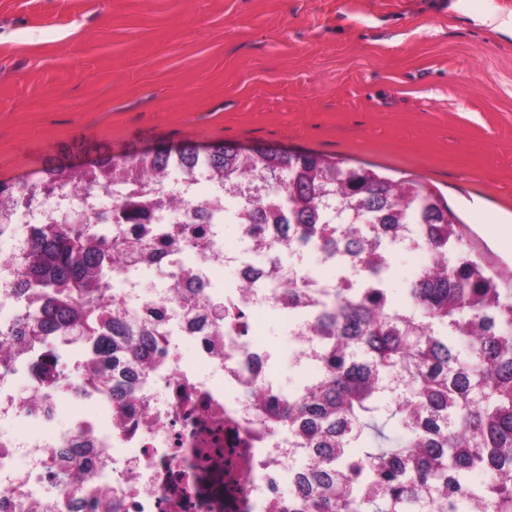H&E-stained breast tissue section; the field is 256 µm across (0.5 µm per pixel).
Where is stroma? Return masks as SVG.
Returning <instances> with one entry per match:
<instances>
[{
  "instance_id": "stroma-1",
  "label": "stroma",
  "mask_w": 512,
  "mask_h": 512,
  "mask_svg": "<svg viewBox=\"0 0 512 512\" xmlns=\"http://www.w3.org/2000/svg\"><path fill=\"white\" fill-rule=\"evenodd\" d=\"M512 0H0V181L268 143L422 182L512 278Z\"/></svg>"
}]
</instances>
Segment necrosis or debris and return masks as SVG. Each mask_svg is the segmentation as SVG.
Masks as SVG:
<instances>
[{"mask_svg":"<svg viewBox=\"0 0 512 512\" xmlns=\"http://www.w3.org/2000/svg\"><path fill=\"white\" fill-rule=\"evenodd\" d=\"M104 190L65 184L51 206L29 204L27 229L50 223L68 224L102 208ZM205 201L215 218L205 246L178 242L165 254L137 263L120 257L112 262V282L129 308L157 307V348L137 375L113 374L127 401L115 408L111 385L103 384L88 359L73 369L59 370L56 358L40 344L0 338V503H26L27 512H49L64 502L67 480L46 487L48 463L58 462L65 448L78 449L93 466V493L111 512H282L301 449L291 447L288 433L254 421L250 402L277 393L269 370V353L261 339L242 335L234 320L197 321L186 305H207L221 294L213 270H230L234 287L224 296L233 312L257 314L271 308L292 312L285 323V342L297 351L299 364L315 368L316 359L305 332L309 316L320 306L326 281L311 268L319 256L310 250L289 251L273 237L257 239L247 225H238L241 250L224 248L223 225L228 198L212 189ZM15 217L0 222V304L41 307L39 292L18 297L16 256L25 246L15 238ZM309 286L311 299L292 309L286 289L267 287L265 271L285 253ZM149 270L152 283L139 274ZM192 347L188 364L184 347ZM95 405L94 416H76L68 427L56 428L62 406ZM51 429L43 438L29 425Z\"/></svg>","mask_w":512,"mask_h":512,"instance_id":"4bbe7bcc","label":"necrosis or debris"}]
</instances>
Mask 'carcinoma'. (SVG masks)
<instances>
[{
  "label": "carcinoma",
  "instance_id": "carcinoma-1",
  "mask_svg": "<svg viewBox=\"0 0 512 512\" xmlns=\"http://www.w3.org/2000/svg\"><path fill=\"white\" fill-rule=\"evenodd\" d=\"M172 168L187 184L203 169L243 197L250 232L274 231L288 245L314 241L370 271L359 288L338 280L324 289L311 324L318 374L292 398L254 403L259 424L285 428L294 447L309 449L289 484L288 512H463L473 502L481 512H512V288L472 257L448 205L418 181L264 144L103 156L69 178L128 187L113 204L112 235L82 221L32 239L18 292L41 289L47 307L21 311L0 337L39 336L50 349L79 343L88 354L120 346L113 362L135 374L149 343L136 315L109 314L111 254L125 245L153 256L173 244L160 236L142 252L124 236L125 225L151 224L166 206L142 180L159 185ZM65 178L48 167L35 180L0 182V211ZM206 217L203 199L191 198L180 233L197 236ZM406 232L436 265L397 303L382 273ZM388 427L403 433L393 441ZM76 471L70 512H96L83 497L91 472L80 464ZM473 471L485 475L481 483L470 481Z\"/></svg>",
  "mask_w": 512,
  "mask_h": 512
}]
</instances>
